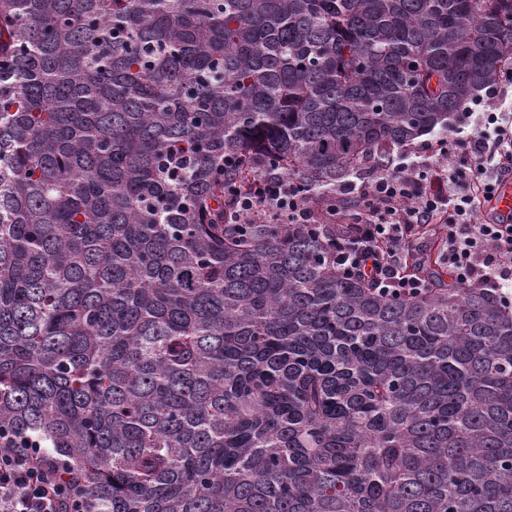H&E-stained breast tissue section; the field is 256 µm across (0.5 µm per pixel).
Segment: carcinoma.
<instances>
[{"label": "carcinoma", "instance_id": "carcinoma-1", "mask_svg": "<svg viewBox=\"0 0 512 512\" xmlns=\"http://www.w3.org/2000/svg\"><path fill=\"white\" fill-rule=\"evenodd\" d=\"M508 69L512 0H0L3 443L88 512H512V311L224 223V183L317 204Z\"/></svg>", "mask_w": 512, "mask_h": 512}]
</instances>
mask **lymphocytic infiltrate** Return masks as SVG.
<instances>
[{
	"mask_svg": "<svg viewBox=\"0 0 512 512\" xmlns=\"http://www.w3.org/2000/svg\"><path fill=\"white\" fill-rule=\"evenodd\" d=\"M509 176L512 107L476 113L472 128L402 151L373 177L337 185V201L357 202L351 213L335 218L337 268L381 291L412 297L429 282L410 271L409 261L424 237L435 236L457 285L492 289L511 309L512 215L476 219ZM255 183L244 192L228 185L231 223H320V210L293 181L260 172ZM71 482L67 466L44 449L0 448V512H86Z\"/></svg>",
	"mask_w": 512,
	"mask_h": 512,
	"instance_id": "f902f5d3",
	"label": "lymphocytic infiltrate"
}]
</instances>
